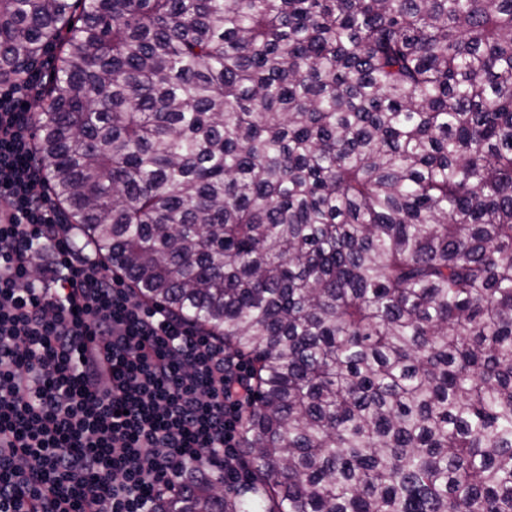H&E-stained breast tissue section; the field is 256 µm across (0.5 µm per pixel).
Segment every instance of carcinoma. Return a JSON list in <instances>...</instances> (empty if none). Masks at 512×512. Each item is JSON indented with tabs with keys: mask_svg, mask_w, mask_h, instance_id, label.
<instances>
[{
	"mask_svg": "<svg viewBox=\"0 0 512 512\" xmlns=\"http://www.w3.org/2000/svg\"><path fill=\"white\" fill-rule=\"evenodd\" d=\"M104 266L251 362L249 481L156 512H512V0H0Z\"/></svg>",
	"mask_w": 512,
	"mask_h": 512,
	"instance_id": "cac0c4a2",
	"label": "carcinoma"
}]
</instances>
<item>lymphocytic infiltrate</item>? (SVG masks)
<instances>
[{
  "label": "lymphocytic infiltrate",
  "instance_id": "obj_1",
  "mask_svg": "<svg viewBox=\"0 0 512 512\" xmlns=\"http://www.w3.org/2000/svg\"><path fill=\"white\" fill-rule=\"evenodd\" d=\"M38 82L32 68L0 92V512H154L189 475L234 488L248 370L61 223L26 101Z\"/></svg>",
  "mask_w": 512,
  "mask_h": 512
}]
</instances>
